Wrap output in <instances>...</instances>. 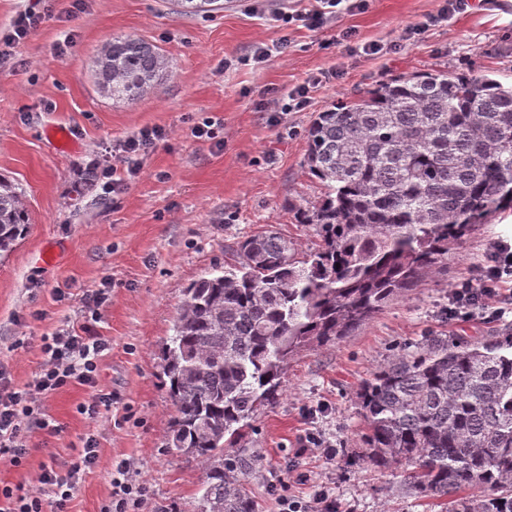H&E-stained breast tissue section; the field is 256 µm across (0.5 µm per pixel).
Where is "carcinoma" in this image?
Listing matches in <instances>:
<instances>
[{
    "mask_svg": "<svg viewBox=\"0 0 512 512\" xmlns=\"http://www.w3.org/2000/svg\"><path fill=\"white\" fill-rule=\"evenodd\" d=\"M190 15L224 0H171ZM124 34L93 61L100 92L134 103L172 71ZM305 165L323 187L295 218L320 238L297 249L275 231L227 246L233 262L192 282L162 348L174 407L166 447L205 464L197 512H255L239 447L258 407L279 396L288 360L336 343L448 267V248L512 209V85L485 73L423 72L334 105L306 131ZM21 191L0 178V252L23 239ZM362 452L404 462L410 493L442 512H512V326L429 335L359 386Z\"/></svg>",
    "mask_w": 512,
    "mask_h": 512,
    "instance_id": "obj_1",
    "label": "carcinoma"
}]
</instances>
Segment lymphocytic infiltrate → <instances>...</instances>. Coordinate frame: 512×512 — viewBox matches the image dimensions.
<instances>
[{
    "label": "lymphocytic infiltrate",
    "instance_id": "lymphocytic-infiltrate-1",
    "mask_svg": "<svg viewBox=\"0 0 512 512\" xmlns=\"http://www.w3.org/2000/svg\"><path fill=\"white\" fill-rule=\"evenodd\" d=\"M157 128H145L137 134L107 147V163L100 166V179L106 193L120 195L140 171L141 161L161 140ZM512 284V243L494 241L477 268L474 278L458 283L449 299L448 315L455 318L476 312L499 318L512 306V294L502 288ZM109 344L88 324L80 329H62L42 337V360L31 379L14 386L7 365L0 362V461L23 468L29 450L28 433L46 430L41 403L69 385L85 387L88 397L77 407L79 414L95 420L111 411L115 399L99 378L98 362ZM76 456L43 464L35 489L23 485H0V512H68L84 474L96 468L99 448L95 434L81 438ZM128 461L118 462L111 472L112 492L100 512H142L150 496L149 486L133 476Z\"/></svg>",
    "mask_w": 512,
    "mask_h": 512
}]
</instances>
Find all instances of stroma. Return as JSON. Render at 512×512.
Masks as SVG:
<instances>
[{
    "label": "stroma",
    "mask_w": 512,
    "mask_h": 512,
    "mask_svg": "<svg viewBox=\"0 0 512 512\" xmlns=\"http://www.w3.org/2000/svg\"><path fill=\"white\" fill-rule=\"evenodd\" d=\"M444 0H367L363 10L333 15L319 28L285 24L279 11L309 10L313 0H226L209 17L172 10L166 0H51V16L0 60V177L19 187L30 218L27 236L0 256V360L23 386L37 371L41 337L94 323L111 350L102 380L117 399L111 417L76 411L87 393L71 385L42 410L60 428L32 431L23 469L0 462V483L34 485L50 458H71L81 436L96 434L97 467L87 473L70 512H100L112 467L130 461L151 490L148 512H197L204 465L166 447L173 407L160 378L162 347L186 288L224 263V247L273 229L299 252L320 243L297 223L296 207L316 205L322 188L304 165L306 131L317 112L366 94L379 83L447 69L512 82V0H472L467 13L438 14ZM422 34H415L417 26ZM353 39H345L346 31ZM156 45L175 68L142 99L118 103L99 92L92 58L113 35ZM72 45L66 54L57 46ZM377 44L366 55L362 46ZM272 47L255 62L257 46ZM308 89L301 111L264 112L260 100ZM211 118L220 142L196 138ZM158 127L165 137L119 196L76 190L106 146ZM512 239V210L451 246L448 271L426 278L334 345L299 351L282 375L276 403L253 416L247 447L260 460L248 478L258 512H279L272 484L288 475L302 501L326 490L337 512H438L432 500L403 491L406 466L376 468L358 452L364 431L356 391L393 349L433 331L479 337L512 324V313L447 319L440 310L455 284L472 278L492 240ZM55 249L57 261L41 260ZM119 281L98 315L83 308V289ZM70 290L57 300L56 289ZM316 434L335 446L328 460L301 452ZM307 473L308 482L297 481Z\"/></svg>",
    "instance_id": "stroma-1"
}]
</instances>
